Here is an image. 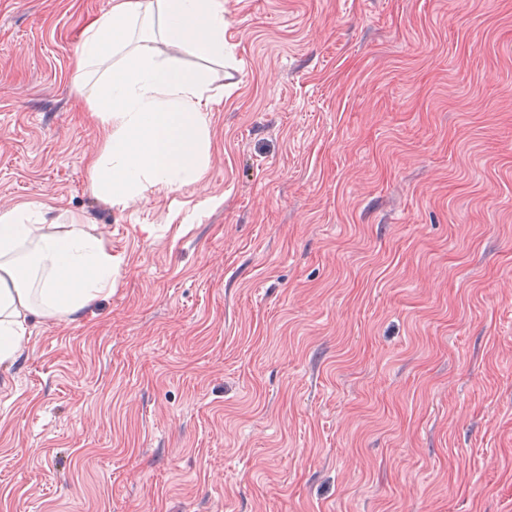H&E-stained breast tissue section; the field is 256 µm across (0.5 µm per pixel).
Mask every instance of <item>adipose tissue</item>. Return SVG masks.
I'll return each mask as SVG.
<instances>
[{
  "label": "adipose tissue",
  "instance_id": "adipose-tissue-1",
  "mask_svg": "<svg viewBox=\"0 0 512 512\" xmlns=\"http://www.w3.org/2000/svg\"><path fill=\"white\" fill-rule=\"evenodd\" d=\"M187 53L200 68L180 67ZM224 57L223 0H115L83 31L78 68L103 133L94 191L124 206L197 183L208 168L204 63ZM122 266L90 225L0 208V363L20 351L32 318L56 320L111 292Z\"/></svg>",
  "mask_w": 512,
  "mask_h": 512
}]
</instances>
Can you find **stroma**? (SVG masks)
Instances as JSON below:
<instances>
[{"mask_svg": "<svg viewBox=\"0 0 512 512\" xmlns=\"http://www.w3.org/2000/svg\"><path fill=\"white\" fill-rule=\"evenodd\" d=\"M0 0V206L123 260L0 365V512H512V0H224L209 167L117 207Z\"/></svg>", "mask_w": 512, "mask_h": 512, "instance_id": "1", "label": "stroma"}]
</instances>
